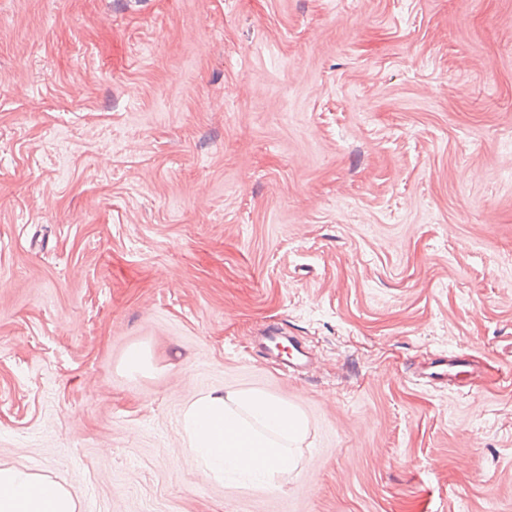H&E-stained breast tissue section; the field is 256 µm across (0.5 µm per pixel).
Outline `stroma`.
Returning <instances> with one entry per match:
<instances>
[{"mask_svg": "<svg viewBox=\"0 0 512 512\" xmlns=\"http://www.w3.org/2000/svg\"><path fill=\"white\" fill-rule=\"evenodd\" d=\"M210 389L304 414L277 486L202 473ZM0 463L79 512H512V0H0Z\"/></svg>", "mask_w": 512, "mask_h": 512, "instance_id": "obj_1", "label": "stroma"}]
</instances>
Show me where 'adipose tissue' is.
Here are the masks:
<instances>
[{
    "instance_id": "obj_1",
    "label": "adipose tissue",
    "mask_w": 512,
    "mask_h": 512,
    "mask_svg": "<svg viewBox=\"0 0 512 512\" xmlns=\"http://www.w3.org/2000/svg\"><path fill=\"white\" fill-rule=\"evenodd\" d=\"M182 435L204 474L273 480L297 467L302 416L262 391L200 392L184 409ZM75 493L50 476L0 465V512H78Z\"/></svg>"
}]
</instances>
